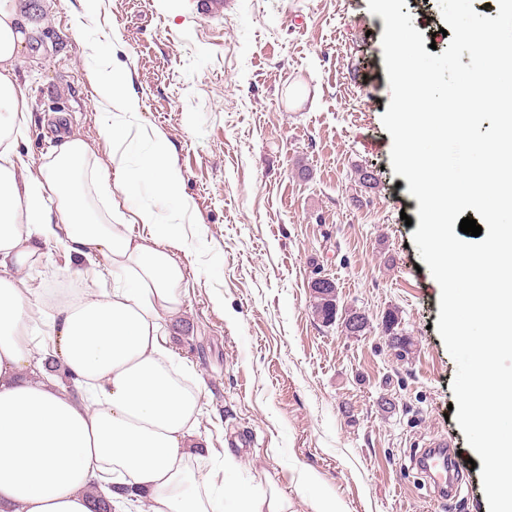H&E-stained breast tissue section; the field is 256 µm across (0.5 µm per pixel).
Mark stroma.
Listing matches in <instances>:
<instances>
[{
	"label": "stroma",
	"mask_w": 512,
	"mask_h": 512,
	"mask_svg": "<svg viewBox=\"0 0 512 512\" xmlns=\"http://www.w3.org/2000/svg\"><path fill=\"white\" fill-rule=\"evenodd\" d=\"M35 54L17 68L29 115L20 148L40 163L58 143L49 114L108 160L89 70L129 75L143 131L123 145L146 163L166 141L192 198L177 253L185 312L171 347L201 386L195 461L234 480L276 486L288 512H489L481 470L456 421V364L436 324L440 287L411 243L418 200L391 167L381 37L368 0H31ZM425 42L449 40L439 0H406ZM375 188L361 187L359 170ZM22 272L34 291L72 288L77 257L49 241ZM369 325L349 336L316 316L315 278ZM411 351L388 345V312ZM392 411H383L382 399ZM447 437L467 497L440 505L415 455Z\"/></svg>",
	"instance_id": "35a3bbf8"
}]
</instances>
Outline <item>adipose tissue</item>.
<instances>
[{
  "instance_id": "1",
  "label": "adipose tissue",
  "mask_w": 512,
  "mask_h": 512,
  "mask_svg": "<svg viewBox=\"0 0 512 512\" xmlns=\"http://www.w3.org/2000/svg\"><path fill=\"white\" fill-rule=\"evenodd\" d=\"M35 28L28 0H0V512H91L94 486L110 488L117 508L135 490L147 512H288L277 489L236 486L233 454L219 486L190 465L201 389L166 330L185 308L180 230L151 208L122 210L144 185L181 195L164 143L136 169L118 153L104 164L73 134L37 165L19 151L27 101L16 65ZM101 105L118 150L138 112L128 79H113ZM50 240L102 252L112 289L23 288L19 272L41 263ZM50 357L73 388L45 369Z\"/></svg>"
}]
</instances>
